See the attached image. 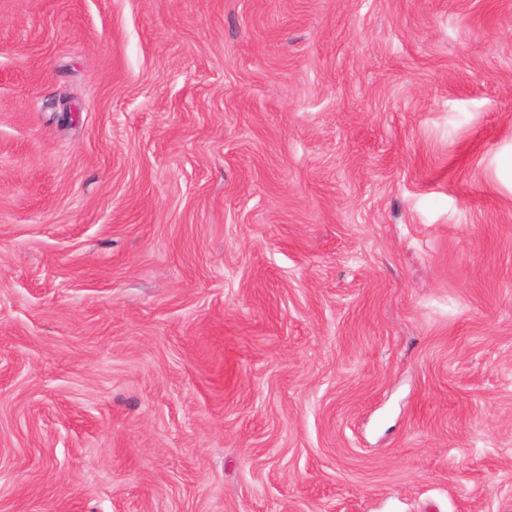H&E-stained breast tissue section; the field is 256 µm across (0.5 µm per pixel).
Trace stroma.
<instances>
[{"label": "stroma", "mask_w": 512, "mask_h": 512, "mask_svg": "<svg viewBox=\"0 0 512 512\" xmlns=\"http://www.w3.org/2000/svg\"><path fill=\"white\" fill-rule=\"evenodd\" d=\"M0 512H512V0H0Z\"/></svg>", "instance_id": "stroma-1"}]
</instances>
